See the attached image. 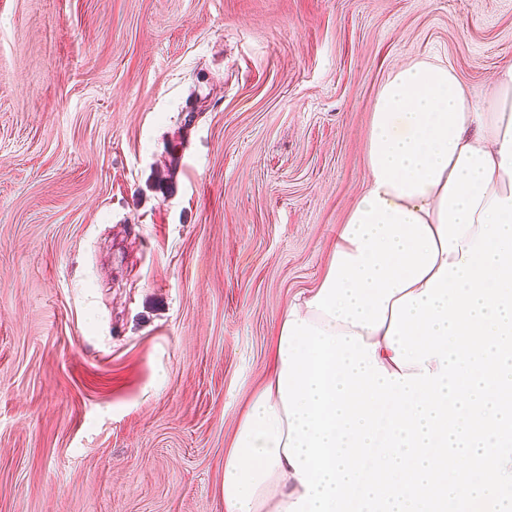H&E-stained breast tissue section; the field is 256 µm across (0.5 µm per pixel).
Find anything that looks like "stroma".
I'll use <instances>...</instances> for the list:
<instances>
[{"label":"stroma","mask_w":512,"mask_h":512,"mask_svg":"<svg viewBox=\"0 0 512 512\" xmlns=\"http://www.w3.org/2000/svg\"><path fill=\"white\" fill-rule=\"evenodd\" d=\"M418 59L483 97L512 0H0V512H224Z\"/></svg>","instance_id":"35a3bbf8"}]
</instances>
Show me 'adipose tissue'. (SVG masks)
Instances as JSON below:
<instances>
[{"instance_id":"adipose-tissue-1","label":"adipose tissue","mask_w":512,"mask_h":512,"mask_svg":"<svg viewBox=\"0 0 512 512\" xmlns=\"http://www.w3.org/2000/svg\"><path fill=\"white\" fill-rule=\"evenodd\" d=\"M361 195L336 231L318 286L285 319L359 334L397 372L386 335L394 301L424 291L443 262L460 261L492 197L512 196L500 150L512 124V66L476 101L454 68L415 61L392 71L372 107ZM274 358L224 453L225 512H285L305 488L285 453L288 423Z\"/></svg>"}]
</instances>
